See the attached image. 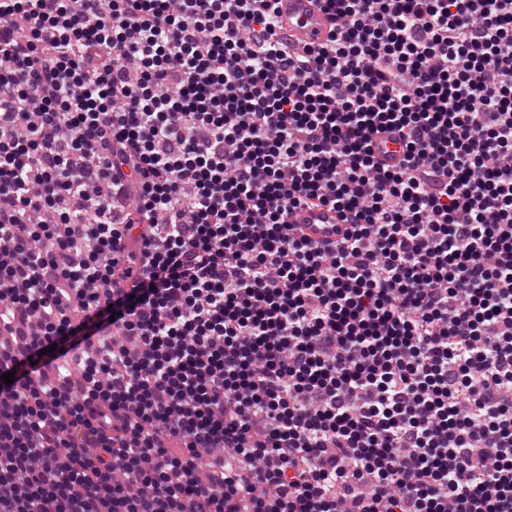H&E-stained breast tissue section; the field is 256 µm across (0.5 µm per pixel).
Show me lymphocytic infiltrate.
I'll list each match as a JSON object with an SVG mask.
<instances>
[{
    "label": "lymphocytic infiltrate",
    "mask_w": 512,
    "mask_h": 512,
    "mask_svg": "<svg viewBox=\"0 0 512 512\" xmlns=\"http://www.w3.org/2000/svg\"><path fill=\"white\" fill-rule=\"evenodd\" d=\"M277 2L0 0V512H512V0ZM277 25L301 46L325 40L333 27L330 14L320 10L319 0H281ZM294 224H304L306 232L316 240L339 239L344 235L346 225L339 212L331 207L299 209Z\"/></svg>",
    "instance_id": "lymphocytic-infiltrate-1"
}]
</instances>
